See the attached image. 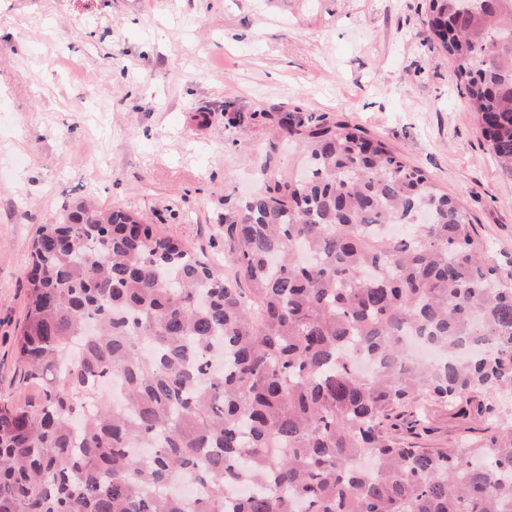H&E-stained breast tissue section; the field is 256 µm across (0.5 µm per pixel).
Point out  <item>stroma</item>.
<instances>
[{"label": "stroma", "instance_id": "obj_1", "mask_svg": "<svg viewBox=\"0 0 512 512\" xmlns=\"http://www.w3.org/2000/svg\"><path fill=\"white\" fill-rule=\"evenodd\" d=\"M426 12V0H0V401L39 400L15 354L28 257L73 201L138 214L233 274L225 214L296 163L262 108L299 102L385 140L512 264V174ZM392 421L405 443L450 448L512 421V406L477 393Z\"/></svg>", "mask_w": 512, "mask_h": 512}]
</instances>
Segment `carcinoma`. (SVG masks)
Masks as SVG:
<instances>
[{"instance_id":"cac0c4a2","label":"carcinoma","mask_w":512,"mask_h":512,"mask_svg":"<svg viewBox=\"0 0 512 512\" xmlns=\"http://www.w3.org/2000/svg\"><path fill=\"white\" fill-rule=\"evenodd\" d=\"M503 2L427 16L512 173ZM276 123L301 171L224 219L249 296L120 208L78 201L39 227L17 348L42 394L0 405V512H512V422L454 448L389 425L421 400L512 401V272L384 141L299 105ZM114 378L118 402L99 392Z\"/></svg>"}]
</instances>
